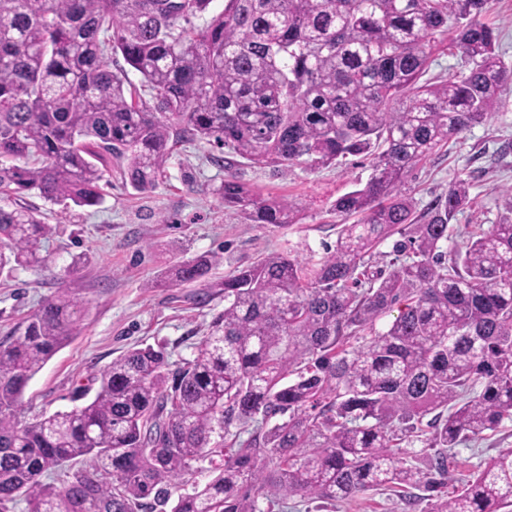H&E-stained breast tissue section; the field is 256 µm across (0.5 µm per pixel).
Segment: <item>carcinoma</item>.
I'll return each instance as SVG.
<instances>
[{
    "mask_svg": "<svg viewBox=\"0 0 512 512\" xmlns=\"http://www.w3.org/2000/svg\"><path fill=\"white\" fill-rule=\"evenodd\" d=\"M213 2L0 0V195L95 206L105 155L147 192L172 143L204 142L228 169L239 158L285 172L371 159L366 184L333 204L357 221L308 269L283 251L224 276V310L182 367L169 370L162 345L133 348L87 405L24 424V392L73 339L80 311L66 292L44 301L0 343V512L18 497L29 512H274L286 497L331 504L378 488L407 503L425 491L427 512L512 507L511 448L447 491L448 451L512 420V188L498 223L451 250L469 178L419 219L402 190L512 86L481 20L490 0ZM450 28L466 68L420 82L430 39ZM117 55L150 98L112 71ZM213 193L252 224L300 219L298 203L232 173ZM50 233L33 211L0 205V274L45 265ZM396 234L389 268L373 267ZM219 262L196 255L163 277L196 282ZM259 414L202 490L176 494L198 462L224 458L233 421ZM417 443L423 464L402 457ZM78 458L96 482L64 471Z\"/></svg>",
    "mask_w": 512,
    "mask_h": 512,
    "instance_id": "obj_1",
    "label": "carcinoma"
}]
</instances>
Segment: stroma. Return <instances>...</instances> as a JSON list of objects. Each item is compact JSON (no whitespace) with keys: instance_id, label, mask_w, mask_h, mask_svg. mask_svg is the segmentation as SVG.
<instances>
[{"instance_id":"stroma-1","label":"stroma","mask_w":512,"mask_h":512,"mask_svg":"<svg viewBox=\"0 0 512 512\" xmlns=\"http://www.w3.org/2000/svg\"><path fill=\"white\" fill-rule=\"evenodd\" d=\"M512 142V93L484 124L451 140L413 171L408 187L416 213L444 194L459 175L470 178V205L454 223L452 242L460 232H481L497 223L500 191L512 186V154L499 157L500 146ZM220 151L206 143H177L165 175L148 193L128 183L121 161H105L104 199L95 207L63 211L37 194L17 198L19 206L37 213L52 227L43 242L46 265L0 275V342L19 335L29 317L58 291L82 303L75 338L58 351L30 381L22 400L21 418L34 422L82 406L95 395L101 372L126 350L163 344L171 366L192 359L215 313L224 308V277L266 254L289 251L301 262L318 260L323 246L335 243L341 217L332 210L343 194L362 187L370 177L369 161L282 172L242 163L238 179L264 196L298 202V224H250L225 208L212 190L225 176L217 163ZM201 253L222 261L204 280L180 285L161 283L164 268ZM85 256L73 265L75 256ZM512 448V421L506 420L479 440L454 450L448 467L449 486H456L483 467L491 456ZM426 502L413 508L391 491H369L318 508L315 502L290 497L274 512H425Z\"/></svg>"}]
</instances>
